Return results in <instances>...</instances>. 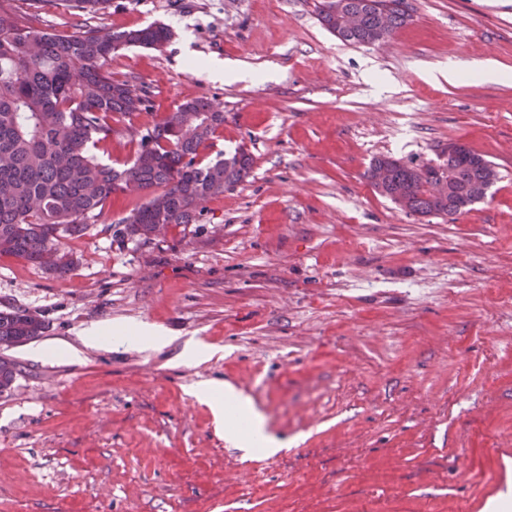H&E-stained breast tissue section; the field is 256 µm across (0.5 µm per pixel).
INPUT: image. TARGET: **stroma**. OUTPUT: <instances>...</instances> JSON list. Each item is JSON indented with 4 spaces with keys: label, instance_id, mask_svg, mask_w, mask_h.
Here are the masks:
<instances>
[{
    "label": "stroma",
    "instance_id": "obj_1",
    "mask_svg": "<svg viewBox=\"0 0 512 512\" xmlns=\"http://www.w3.org/2000/svg\"><path fill=\"white\" fill-rule=\"evenodd\" d=\"M319 2L98 12L112 30L170 28L162 49L113 55V75L149 85L159 112L208 100L224 134L207 158L240 147L253 168L187 232L142 245L91 226L65 242V277L0 256V311L48 325L9 352L0 512H489L512 489V80L471 73L512 68V0H409L408 23L369 46L326 30ZM450 66L453 84L437 76ZM452 140L498 171L455 223L364 176L380 155L438 163ZM138 323L171 343L83 342ZM190 339L215 355L184 361ZM205 380L243 392L289 447L228 446L190 392Z\"/></svg>",
    "mask_w": 512,
    "mask_h": 512
}]
</instances>
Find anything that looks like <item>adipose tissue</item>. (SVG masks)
<instances>
[{"instance_id":"obj_1","label":"adipose tissue","mask_w":512,"mask_h":512,"mask_svg":"<svg viewBox=\"0 0 512 512\" xmlns=\"http://www.w3.org/2000/svg\"><path fill=\"white\" fill-rule=\"evenodd\" d=\"M193 393L209 405L217 428L232 447L249 455L260 452L268 457L287 448V440L269 433L250 398L233 386L219 381L203 382L194 387Z\"/></svg>"}]
</instances>
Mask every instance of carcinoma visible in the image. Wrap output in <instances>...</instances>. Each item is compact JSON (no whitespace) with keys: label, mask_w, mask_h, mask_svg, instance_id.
I'll return each instance as SVG.
<instances>
[{"label":"carcinoma","mask_w":512,"mask_h":512,"mask_svg":"<svg viewBox=\"0 0 512 512\" xmlns=\"http://www.w3.org/2000/svg\"><path fill=\"white\" fill-rule=\"evenodd\" d=\"M43 0H0V256H14L63 277L76 259L60 250L108 213L116 186L135 182L146 193L112 224L113 238L151 242L153 226L186 232L199 221L200 202L224 194L252 169L246 151L212 161L203 152L224 128V113L204 99L187 100L150 123L141 114L154 108L150 87L134 96L131 81L112 75V55L129 47L158 48L171 38L161 24L110 31L93 21L107 0H64L78 31L61 35L44 24ZM318 18L340 40L370 45L391 38L411 18L407 0H323ZM357 16L344 28L339 13ZM387 13L386 30L379 29ZM143 128L136 136L133 127ZM125 139L131 154L105 161L115 139ZM388 183L375 186L391 202L404 194L409 212L453 223L471 198L488 192L497 180L491 161L469 149L439 164L409 165L391 156L375 158L364 176L380 167ZM452 176L451 191L434 196L424 183ZM45 322L20 309L0 311V341L20 344L42 337ZM16 377L13 359L0 356V387Z\"/></svg>","instance_id":"carcinoma-1"}]
</instances>
